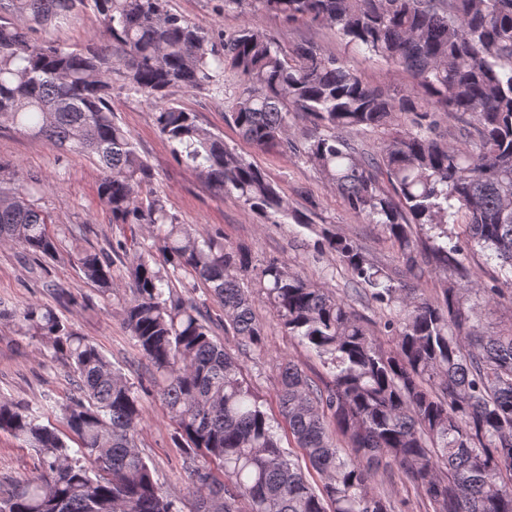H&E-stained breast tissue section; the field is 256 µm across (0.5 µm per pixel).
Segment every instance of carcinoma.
Masks as SVG:
<instances>
[{
  "instance_id": "cac0c4a2",
  "label": "carcinoma",
  "mask_w": 512,
  "mask_h": 512,
  "mask_svg": "<svg viewBox=\"0 0 512 512\" xmlns=\"http://www.w3.org/2000/svg\"><path fill=\"white\" fill-rule=\"evenodd\" d=\"M224 12L271 13L336 30L343 49L286 46L257 23L215 40L169 0H0V124L90 159L112 223L146 227L161 254L125 265L124 324L153 368L151 386L174 424L194 512H394L374 484L395 465L426 512H512V326L481 332L461 257L479 249L512 281V0H218ZM90 13L106 43L65 47L48 33ZM361 53L406 74L411 89L371 86L349 64ZM224 98L254 148L310 163L352 213L388 235L409 278L356 239L316 225L266 173L201 126L171 96ZM125 93L153 105L173 159L265 224H299L314 252L346 267L353 296L389 311L383 349L348 300L277 259L201 236L179 222L112 109ZM310 129L297 136L291 118ZM457 120L453 133L445 118ZM387 132L376 150L354 131ZM40 180L0 166V243L54 259L58 240L39 204ZM112 253L76 249L84 279L112 295ZM432 273L440 292L420 288ZM453 278L446 279V276ZM248 277L256 291L240 286ZM180 283L184 292L175 289ZM203 286L245 354L265 352L255 299L282 332L315 353L329 380L279 365V414H268L238 359L217 339ZM68 369L61 402L0 399V431L35 452V474L0 486V512H183L137 448L143 389L113 368L46 304L0 309ZM56 418L61 427L44 423ZM288 433L319 475L312 486L281 447Z\"/></svg>"
}]
</instances>
